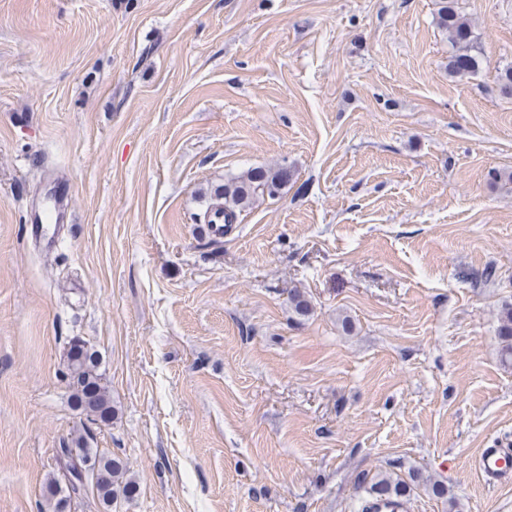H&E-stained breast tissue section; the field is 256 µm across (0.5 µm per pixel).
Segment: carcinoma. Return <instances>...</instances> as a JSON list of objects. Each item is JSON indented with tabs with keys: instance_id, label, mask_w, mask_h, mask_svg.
<instances>
[{
	"instance_id": "carcinoma-1",
	"label": "carcinoma",
	"mask_w": 512,
	"mask_h": 512,
	"mask_svg": "<svg viewBox=\"0 0 512 512\" xmlns=\"http://www.w3.org/2000/svg\"><path fill=\"white\" fill-rule=\"evenodd\" d=\"M438 25L448 33L455 47L454 54L448 62L450 74L467 77L477 73L484 59L472 53L473 30L471 24L455 9L454 0H446L438 12ZM289 173L286 168L263 169L254 168L224 185V191L216 192L217 202L212 204L205 215L209 216L207 223H213L210 215H224V224L231 226L236 223L241 211L252 206L257 199L266 195L270 198L280 193L288 184ZM498 337L501 344L502 362L512 363V305L505 306L500 314ZM67 368L69 385L77 407L92 414L97 421L109 423L112 421L114 407L112 396L105 378L99 369L97 352L82 345H73L67 353ZM71 443L85 449L91 455L100 458V465L92 483L98 497L106 505L112 502L116 489H121L126 497H131L137 491L135 482L127 477L121 464L101 454L97 449L90 448L83 438L71 440ZM63 460L64 469L70 471L71 479L66 486L54 478L47 483V492L52 501L53 512H60L61 501L70 493L79 494L82 482L72 471V460L67 458V449L61 448L58 453ZM365 496L352 505V512H367L366 503L370 500L389 497H404L409 493L405 481L389 474H379L370 481L362 482Z\"/></svg>"
}]
</instances>
